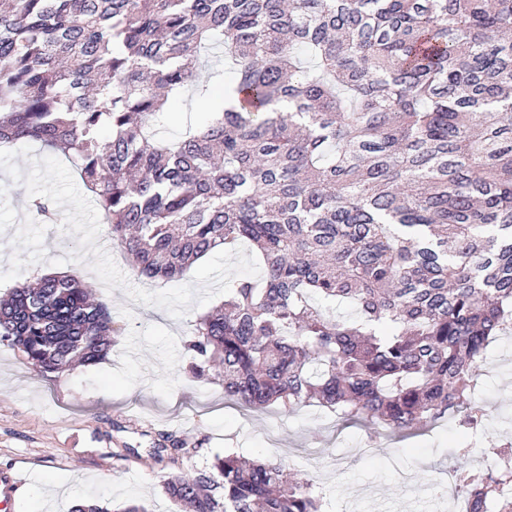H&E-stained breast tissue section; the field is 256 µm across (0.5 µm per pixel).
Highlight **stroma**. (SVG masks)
<instances>
[{"label": "stroma", "mask_w": 512, "mask_h": 512, "mask_svg": "<svg viewBox=\"0 0 512 512\" xmlns=\"http://www.w3.org/2000/svg\"><path fill=\"white\" fill-rule=\"evenodd\" d=\"M53 200L56 216L39 221L28 199ZM249 246L213 252L169 282L137 276L62 153L36 143L0 147V295L19 279L48 270L80 275L122 326L109 356L62 375L36 371L0 341V472L23 481L10 512H71L99 501L142 503L148 512H179L161 475L206 472L215 453L281 461L315 476L327 512H448L463 496L428 490L430 473L486 468L487 454L455 456L471 432L451 417L405 438L372 431L315 404L293 412L252 411L228 402L222 385L192 375L184 342L196 321L224 301L230 281L259 278ZM484 439L512 440V333L496 341L477 369ZM186 440L195 455L180 465L146 464L141 452L157 433Z\"/></svg>", "instance_id": "1"}]
</instances>
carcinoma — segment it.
<instances>
[{
	"label": "carcinoma",
	"instance_id": "1",
	"mask_svg": "<svg viewBox=\"0 0 512 512\" xmlns=\"http://www.w3.org/2000/svg\"><path fill=\"white\" fill-rule=\"evenodd\" d=\"M187 93L209 121L158 138ZM29 140L68 155L141 277L260 254L186 342L225 399L483 428L476 369L512 328V0H0V145ZM111 335L75 274L0 300V341L41 373ZM195 452L163 436L147 459ZM510 484L457 473L472 512H512ZM163 487L184 512H326L313 478L230 450Z\"/></svg>",
	"mask_w": 512,
	"mask_h": 512
}]
</instances>
